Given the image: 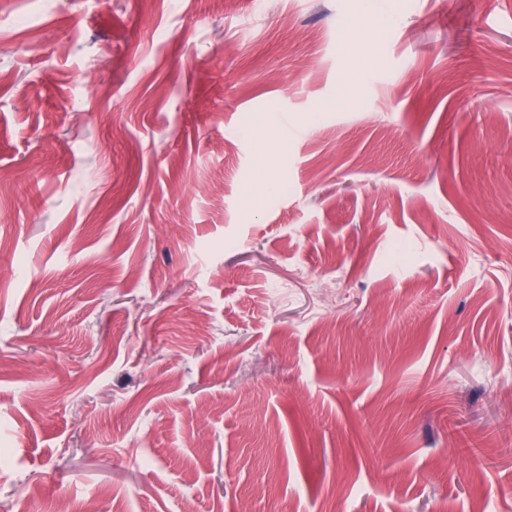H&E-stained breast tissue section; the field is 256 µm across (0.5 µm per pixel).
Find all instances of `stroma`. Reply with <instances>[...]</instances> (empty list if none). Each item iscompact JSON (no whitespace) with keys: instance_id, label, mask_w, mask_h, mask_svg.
Listing matches in <instances>:
<instances>
[{"instance_id":"35a3bbf8","label":"stroma","mask_w":512,"mask_h":512,"mask_svg":"<svg viewBox=\"0 0 512 512\" xmlns=\"http://www.w3.org/2000/svg\"><path fill=\"white\" fill-rule=\"evenodd\" d=\"M512 512V0H0V512Z\"/></svg>"}]
</instances>
